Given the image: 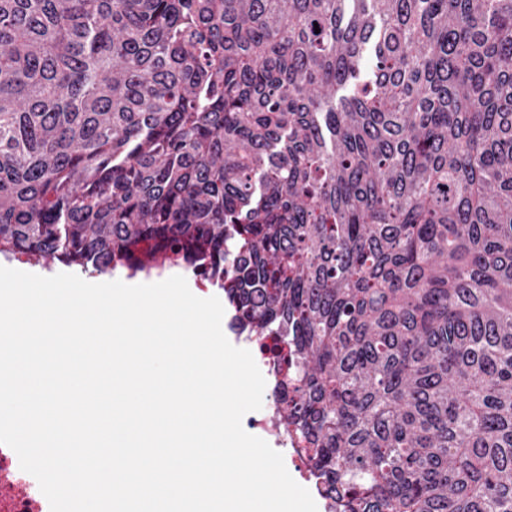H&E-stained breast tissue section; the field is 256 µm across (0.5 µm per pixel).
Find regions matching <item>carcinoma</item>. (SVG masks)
Segmentation results:
<instances>
[{
	"instance_id": "carcinoma-1",
	"label": "carcinoma",
	"mask_w": 512,
	"mask_h": 512,
	"mask_svg": "<svg viewBox=\"0 0 512 512\" xmlns=\"http://www.w3.org/2000/svg\"><path fill=\"white\" fill-rule=\"evenodd\" d=\"M19 255L222 288L336 512H512V0H0Z\"/></svg>"
}]
</instances>
